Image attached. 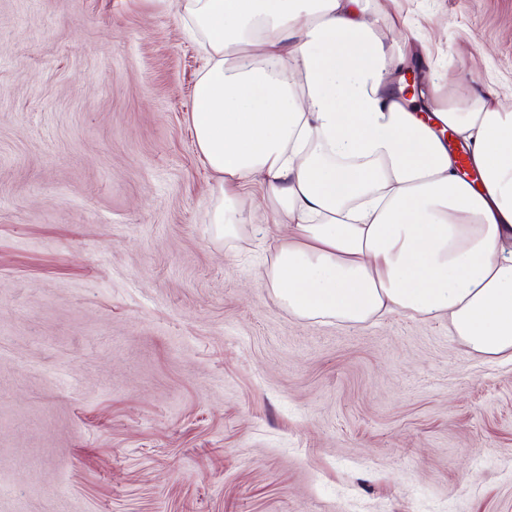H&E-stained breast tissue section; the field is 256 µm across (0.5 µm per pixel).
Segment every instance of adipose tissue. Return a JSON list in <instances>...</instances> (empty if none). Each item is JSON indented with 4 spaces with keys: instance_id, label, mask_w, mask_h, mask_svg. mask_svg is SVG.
Returning a JSON list of instances; mask_svg holds the SVG:
<instances>
[{
    "instance_id": "1",
    "label": "adipose tissue",
    "mask_w": 512,
    "mask_h": 512,
    "mask_svg": "<svg viewBox=\"0 0 512 512\" xmlns=\"http://www.w3.org/2000/svg\"><path fill=\"white\" fill-rule=\"evenodd\" d=\"M160 2L205 54L190 124L213 224L288 216L260 286L303 320L444 318L469 352L511 361L512 107L473 86L405 104L394 74L419 59L397 0Z\"/></svg>"
}]
</instances>
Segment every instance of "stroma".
I'll list each match as a JSON object with an SVG mask.
<instances>
[{"instance_id":"1","label":"stroma","mask_w":512,"mask_h":512,"mask_svg":"<svg viewBox=\"0 0 512 512\" xmlns=\"http://www.w3.org/2000/svg\"><path fill=\"white\" fill-rule=\"evenodd\" d=\"M399 7L424 80L512 102V0ZM204 64L156 0H0V512H512L511 362L292 317L285 216L217 235Z\"/></svg>"}]
</instances>
